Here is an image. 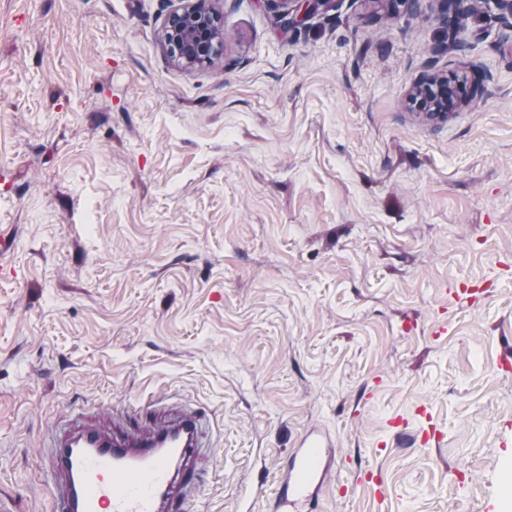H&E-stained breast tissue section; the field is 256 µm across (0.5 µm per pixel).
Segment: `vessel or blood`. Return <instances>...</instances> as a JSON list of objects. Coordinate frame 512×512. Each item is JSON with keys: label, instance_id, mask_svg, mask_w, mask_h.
<instances>
[{"label": "vessel or blood", "instance_id": "1", "mask_svg": "<svg viewBox=\"0 0 512 512\" xmlns=\"http://www.w3.org/2000/svg\"><path fill=\"white\" fill-rule=\"evenodd\" d=\"M203 422L185 409L164 414L156 403L127 407L109 431L83 426L60 436L53 470L63 482L56 512H184L197 491ZM334 444L306 433L289 458L276 506L310 512L334 472Z\"/></svg>", "mask_w": 512, "mask_h": 512}]
</instances>
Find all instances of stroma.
<instances>
[{
	"mask_svg": "<svg viewBox=\"0 0 512 512\" xmlns=\"http://www.w3.org/2000/svg\"><path fill=\"white\" fill-rule=\"evenodd\" d=\"M176 5L0 0V496L53 512V437L154 399L206 422L188 512H277L314 427L315 512H505L512 28L472 0L451 29L440 0H330L288 30L216 0L223 55L184 70ZM472 70L447 126L409 117L421 75ZM422 405L428 446L390 426ZM334 444L331 437L314 430L306 433L294 448L283 472L277 509L284 512H309L334 472Z\"/></svg>",
	"mask_w": 512,
	"mask_h": 512,
	"instance_id": "stroma-1",
	"label": "stroma"
}]
</instances>
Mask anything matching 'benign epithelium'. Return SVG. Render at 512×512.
<instances>
[{
  "label": "benign epithelium",
  "mask_w": 512,
  "mask_h": 512,
  "mask_svg": "<svg viewBox=\"0 0 512 512\" xmlns=\"http://www.w3.org/2000/svg\"><path fill=\"white\" fill-rule=\"evenodd\" d=\"M161 41L172 62L183 69H196L212 63L224 51V27L213 9V0H177ZM285 27L300 22V0H271ZM483 79L471 74L456 77L444 74L421 76L411 87L407 99L420 112H459L470 99L483 94Z\"/></svg>",
  "instance_id": "7a95c632"
}]
</instances>
